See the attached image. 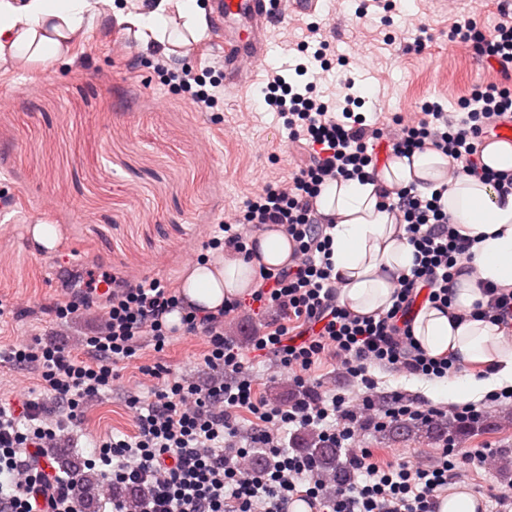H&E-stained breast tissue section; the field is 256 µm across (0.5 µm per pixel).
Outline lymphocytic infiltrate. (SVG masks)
<instances>
[{"mask_svg":"<svg viewBox=\"0 0 512 512\" xmlns=\"http://www.w3.org/2000/svg\"><path fill=\"white\" fill-rule=\"evenodd\" d=\"M450 41L471 46L477 55L495 62L501 73L512 72V12L502 11L493 33L477 20L450 29ZM265 101L274 107L292 141H305L310 161L292 174L288 185L269 183L248 198L232 218L217 225L210 249H232L250 258L253 232L268 225L284 229L295 243L293 263L263 273L253 295L260 307L293 315L309 323V337H292L287 327L256 337L253 348L273 357L277 367L297 385L324 354L334 349L342 365L364 385H371L370 367L388 366L418 376L442 377L455 372L454 362L434 360L415 344L410 316L417 297L444 308L453 304V288L470 239L448 222L441 193L420 197L411 189L381 190V204L398 211L409 243L415 249L410 274L398 278L392 307L376 317L350 313L336 299V282L328 263V237L314 201L323 185L337 179L368 178L377 168L370 153L374 141L388 139L398 157L430 147L447 157L451 175L467 174L491 184L496 191L512 190V177L482 164L478 146L499 121L512 118V86L474 85L476 107L463 121L425 102L423 117L406 124L394 117L391 126L368 124L355 113L353 95L343 108L284 85L270 74ZM100 279L88 276L80 300L56 306L65 318L80 309L100 305L107 311L104 327L86 337L85 358L60 346L24 343L0 350V362L34 368L43 386L57 401L49 409L41 399H26L23 413L0 405V512H82V483L78 474L58 475L44 460V449L58 430L76 421L87 402L111 390L118 364L136 362L143 343L163 349L173 333L165 316L181 310L188 333H202L207 341L205 365L223 376L222 382L200 386L186 375L156 368L160 388L151 400L131 396L137 434L134 439H108L96 446L86 467L99 468L104 497L112 512H288L298 495L318 503L323 512H434L437 492L447 486L459 460L484 463L492 449L459 452L443 448L440 461L421 466L398 460L377 468L366 448L353 447L364 427L382 431L398 423L425 422L442 417V409L391 394L379 404L372 395L347 404L340 395L329 400L268 405L253 397L245 360L224 334V320L239 310L238 303L217 313L181 309L167 282L144 277L135 281L112 276L111 291L98 293ZM257 415L259 424L248 445L237 443L236 409ZM317 426L324 441L348 446L350 462L362 477L358 483L337 485L325 493L312 458L285 448L282 434L289 427ZM262 449L265 467L254 464ZM145 488L147 494L130 504L114 499V487Z\"/></svg>","mask_w":512,"mask_h":512,"instance_id":"f902f5d3","label":"lymphocytic infiltrate"}]
</instances>
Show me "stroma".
<instances>
[{
    "label": "stroma",
    "mask_w": 512,
    "mask_h": 512,
    "mask_svg": "<svg viewBox=\"0 0 512 512\" xmlns=\"http://www.w3.org/2000/svg\"><path fill=\"white\" fill-rule=\"evenodd\" d=\"M502 0H396L391 12L369 7L359 15V0H340L312 14L292 12L271 35L270 50L257 76L233 95L225 94L224 56L213 35L172 56L178 67L216 82L217 100L195 111L184 89L157 70L159 45H142L127 26L101 12L70 44L65 61L20 64L0 62V349L38 338L64 345L83 356V341L101 323L98 307L56 318L53 308L66 301L61 282L74 266L108 273L160 277L181 286L185 269L212 236L216 224L231 218L247 197L268 182L286 181L308 162L301 143L289 141L276 112L263 102L269 70L287 83L304 87L297 72L304 57L298 45L329 43L347 66H333L317 89L343 98L354 79L368 122L389 124L394 115L416 122L418 107L437 103L461 118L460 103L477 83H500L504 76L467 45L449 41L450 28L477 18L486 32L500 19ZM54 225L58 240L43 252L30 238L29 225ZM287 325L305 330L303 319L282 316L249 302L226 319L224 331L249 366L253 391L267 403L278 389V403L299 396L289 376L273 359L251 350L255 335ZM203 334L176 331L163 351L144 344L139 359L119 365L110 391L88 402L82 417L67 424L47 453H66L83 463L96 442L137 432L130 395L150 399L159 381L150 367L194 374L207 383L215 374L204 364ZM373 389L349 376L333 351L308 372L313 397L343 396L358 403L366 393L384 401L399 391L424 401L422 377L374 367ZM37 370L0 363V404L19 405L42 394ZM484 418L460 434L462 448L512 450V398L477 401ZM360 447L370 449L381 469L400 459L435 465L443 441L391 438L366 429ZM481 505V512H512V480L495 463L461 461L452 478Z\"/></svg>",
    "instance_id": "1"
}]
</instances>
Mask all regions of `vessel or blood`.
I'll list each match as a JSON object with an SVG mask.
<instances>
[{"instance_id":"b4317fda","label":"vessel or blood","mask_w":512,"mask_h":512,"mask_svg":"<svg viewBox=\"0 0 512 512\" xmlns=\"http://www.w3.org/2000/svg\"><path fill=\"white\" fill-rule=\"evenodd\" d=\"M215 14L224 27V87L234 91L264 62L270 30L284 16L278 0H216Z\"/></svg>"}]
</instances>
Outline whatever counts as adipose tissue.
<instances>
[{"label":"adipose tissue","instance_id":"ef3b65f1","mask_svg":"<svg viewBox=\"0 0 512 512\" xmlns=\"http://www.w3.org/2000/svg\"><path fill=\"white\" fill-rule=\"evenodd\" d=\"M112 0H0V61L42 62L64 57L70 41L99 4ZM117 23H131L143 40L179 49L188 39H202L207 12L199 0H153L141 13H116ZM414 187L423 196L442 191V203L458 232L472 239L470 256L457 278L452 309L427 304L411 322L415 341L432 359H455L475 365L479 374L451 381L440 379L426 395L433 400L469 402L512 386V336L491 319L472 318L481 301L480 283L512 290V193L498 194L492 185L466 174L448 175V160L426 148L408 157H390L375 182L336 180L315 200L318 213L332 223L330 261L341 305L360 317L387 311L395 282L409 272L413 248L394 212L381 209L378 187ZM250 260L234 252L188 267L182 277L185 305L214 313L242 300L260 285L261 271L291 262L293 242L280 227L268 226L255 238Z\"/></svg>","mask_w":512,"mask_h":512}]
</instances>
